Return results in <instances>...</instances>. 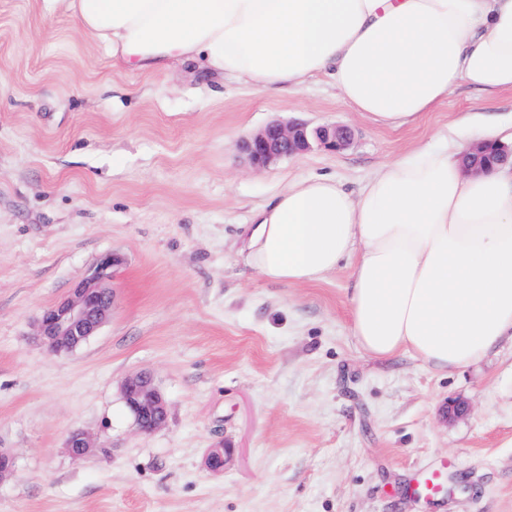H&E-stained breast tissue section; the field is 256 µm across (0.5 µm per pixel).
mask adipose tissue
<instances>
[{
    "mask_svg": "<svg viewBox=\"0 0 512 512\" xmlns=\"http://www.w3.org/2000/svg\"><path fill=\"white\" fill-rule=\"evenodd\" d=\"M37 2L113 66L295 90L326 76L353 111L393 129L462 82L512 91V0ZM465 138L496 144L512 124L460 118L356 194L328 177L289 184L254 211L249 262L299 284L352 261L351 330L364 352H411L445 372L479 361L512 337V165L465 169Z\"/></svg>",
    "mask_w": 512,
    "mask_h": 512,
    "instance_id": "adipose-tissue-1",
    "label": "adipose tissue"
}]
</instances>
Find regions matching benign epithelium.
Here are the masks:
<instances>
[{
    "label": "benign epithelium",
    "mask_w": 512,
    "mask_h": 512,
    "mask_svg": "<svg viewBox=\"0 0 512 512\" xmlns=\"http://www.w3.org/2000/svg\"><path fill=\"white\" fill-rule=\"evenodd\" d=\"M317 140L330 148H342L351 140L346 127L322 126L314 131L300 123L274 120L240 143V151L255 165L266 166L282 157L308 150ZM488 144L475 145L466 152L467 166L472 170H485L491 160ZM119 265L113 255L103 257L91 275L80 282L66 298L47 308L38 320L36 336L49 351L69 353L96 335L112 316L113 292L110 287L112 270ZM125 405L133 416L138 430L153 432L167 419L166 402L147 374L128 377L122 384ZM99 447L92 435L77 429L69 434V454L79 460ZM205 464L219 472L224 468V448L219 444L208 449Z\"/></svg>",
    "instance_id": "benign-epithelium-1"
}]
</instances>
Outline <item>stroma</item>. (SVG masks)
I'll return each mask as SVG.
<instances>
[{"label":"stroma","mask_w":512,"mask_h":512,"mask_svg":"<svg viewBox=\"0 0 512 512\" xmlns=\"http://www.w3.org/2000/svg\"><path fill=\"white\" fill-rule=\"evenodd\" d=\"M467 113L511 119L512 92L461 83L383 128L326 77L294 91L120 71L37 0H0V448L17 457L0 512H512L511 341L448 373L373 357L350 328V261L288 284L243 251L253 210L288 181L358 190ZM275 119L352 139L253 166L238 144ZM112 253L111 320L50 353L36 319ZM143 372L168 409L149 434L121 395ZM455 403L466 413L449 416ZM76 428L101 443L81 460ZM445 458V497L411 494Z\"/></svg>","instance_id":"obj_1"}]
</instances>
